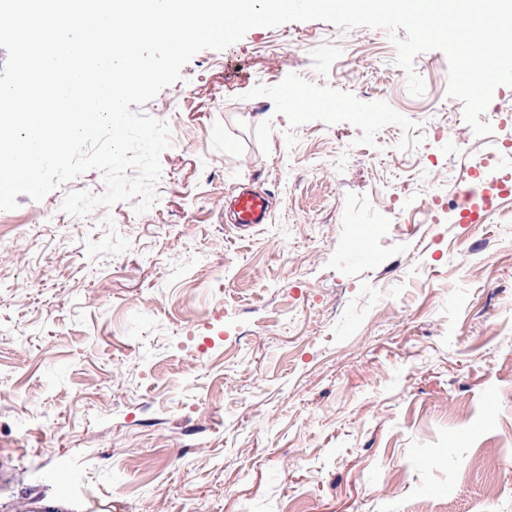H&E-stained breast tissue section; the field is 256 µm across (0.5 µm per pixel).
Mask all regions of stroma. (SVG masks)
Listing matches in <instances>:
<instances>
[{"instance_id": "35a3bbf8", "label": "stroma", "mask_w": 512, "mask_h": 512, "mask_svg": "<svg viewBox=\"0 0 512 512\" xmlns=\"http://www.w3.org/2000/svg\"><path fill=\"white\" fill-rule=\"evenodd\" d=\"M395 58L253 28L139 105L171 130L148 211L64 212L96 169L0 210V512H512V195L448 206L457 134L512 174V86L480 137L442 51L419 96ZM233 223L241 229L269 221V202L265 195L249 188H239L232 195Z\"/></svg>"}]
</instances>
